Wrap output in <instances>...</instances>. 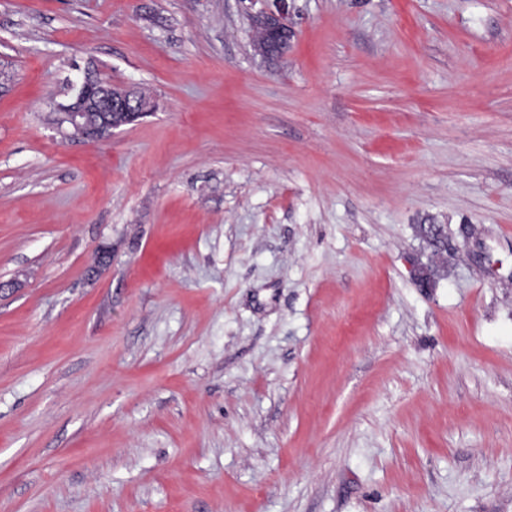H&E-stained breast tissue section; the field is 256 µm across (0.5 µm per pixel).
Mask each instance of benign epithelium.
Instances as JSON below:
<instances>
[{
  "mask_svg": "<svg viewBox=\"0 0 512 512\" xmlns=\"http://www.w3.org/2000/svg\"><path fill=\"white\" fill-rule=\"evenodd\" d=\"M262 7L249 14L253 28L264 38L254 45L255 51L266 59L279 58L288 50L294 28L288 20V0H248ZM78 91L72 101L59 106L64 118L80 133L89 138L105 136L103 127L112 129L131 124L151 112L154 103L143 106L140 91L128 88L122 98L113 94V86L97 79L90 71L77 82Z\"/></svg>",
  "mask_w": 512,
  "mask_h": 512,
  "instance_id": "obj_1",
  "label": "benign epithelium"
}]
</instances>
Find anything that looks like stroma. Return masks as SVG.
Instances as JSON below:
<instances>
[{
  "mask_svg": "<svg viewBox=\"0 0 512 512\" xmlns=\"http://www.w3.org/2000/svg\"><path fill=\"white\" fill-rule=\"evenodd\" d=\"M288 3L0 0V512H512V0ZM251 5L260 2L262 7L250 12L249 18L255 30L264 38L254 45L255 51L266 59L279 58L288 50L294 28L288 20V0H242ZM76 85L78 91L75 97L70 103L60 105L59 110L70 125L89 138L98 139L107 135L103 132L102 124L113 130L132 124L155 108L152 100L147 108L144 107L140 102V91L133 88H125L123 98H117L112 93L111 83L94 78L88 70ZM97 116L103 120L100 122Z\"/></svg>",
  "mask_w": 512,
  "mask_h": 512,
  "instance_id": "1",
  "label": "stroma"
}]
</instances>
